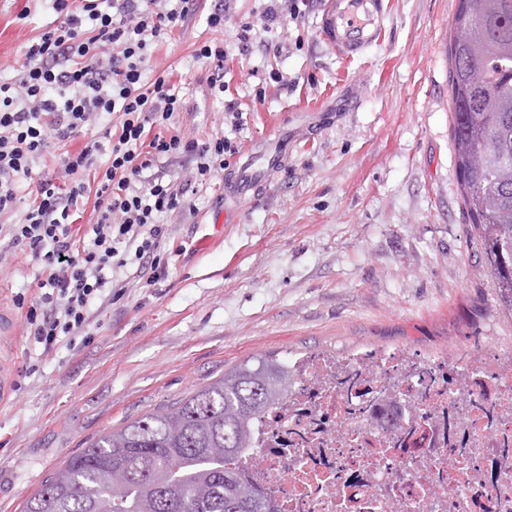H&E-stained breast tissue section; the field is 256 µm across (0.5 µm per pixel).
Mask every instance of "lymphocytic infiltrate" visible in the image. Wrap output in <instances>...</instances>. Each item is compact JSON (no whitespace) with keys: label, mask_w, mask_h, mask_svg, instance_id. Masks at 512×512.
Returning a JSON list of instances; mask_svg holds the SVG:
<instances>
[{"label":"lymphocytic infiltrate","mask_w":512,"mask_h":512,"mask_svg":"<svg viewBox=\"0 0 512 512\" xmlns=\"http://www.w3.org/2000/svg\"><path fill=\"white\" fill-rule=\"evenodd\" d=\"M108 10H101V2ZM58 16L26 50L9 82H0V242L37 263L41 278L33 297L16 294L25 308L27 334L44 350L63 336H82L110 272L137 263L153 278L167 274L166 234L159 214L189 208L183 185L144 171L159 158L181 155L200 181L229 165L237 146L223 137L184 139L175 123L181 100L169 76L143 87L151 46L184 25L196 0H50ZM119 112L108 141L91 135L98 116ZM80 152L60 155L65 178L34 176L37 157L53 141L77 136ZM106 165H98L101 152ZM35 180L33 199L20 221L2 216L16 207L19 181ZM92 202L96 219L78 224L74 208Z\"/></svg>","instance_id":"obj_1"}]
</instances>
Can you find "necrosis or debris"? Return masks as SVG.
<instances>
[{
    "label": "necrosis or debris",
    "instance_id": "necrosis-or-debris-1",
    "mask_svg": "<svg viewBox=\"0 0 512 512\" xmlns=\"http://www.w3.org/2000/svg\"><path fill=\"white\" fill-rule=\"evenodd\" d=\"M252 426L280 512H512V384L406 353L290 360Z\"/></svg>",
    "mask_w": 512,
    "mask_h": 512
}]
</instances>
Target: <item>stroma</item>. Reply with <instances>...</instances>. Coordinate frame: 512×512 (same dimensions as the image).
Instances as JSON below:
<instances>
[{"instance_id": "obj_1", "label": "stroma", "mask_w": 512, "mask_h": 512, "mask_svg": "<svg viewBox=\"0 0 512 512\" xmlns=\"http://www.w3.org/2000/svg\"><path fill=\"white\" fill-rule=\"evenodd\" d=\"M325 3L301 0L293 19L281 0L283 20L241 53L238 29L259 24L266 0H230L220 31L206 23L210 0H198L155 47L146 79L173 71L182 134L235 140V167L341 92L356 106L297 139L233 223L213 220L223 175L196 185L194 214L160 218L182 248L167 278L152 283L128 266L119 295L93 304L88 338L46 355L16 319L18 382L0 406V512H20L91 441L254 355L405 351L498 372L512 359V314L463 205L451 138L447 48L458 0H385L380 40L353 60L320 36ZM56 19L46 0H0V80ZM214 39L229 51L221 94L193 57ZM230 100L243 112L236 127ZM39 274L21 251L1 255L0 300L12 305Z\"/></svg>"}]
</instances>
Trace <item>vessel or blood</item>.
<instances>
[{"mask_svg":"<svg viewBox=\"0 0 512 512\" xmlns=\"http://www.w3.org/2000/svg\"><path fill=\"white\" fill-rule=\"evenodd\" d=\"M385 7L383 0H326L320 31L324 40L344 58L365 54L379 41ZM288 155L287 146L266 152L261 162L246 160L234 170L224 184V197L239 202L267 187L270 177L279 170ZM18 364L7 352H0V401L9 397L15 386Z\"/></svg>","mask_w":512,"mask_h":512,"instance_id":"1","label":"vessel or blood"}]
</instances>
